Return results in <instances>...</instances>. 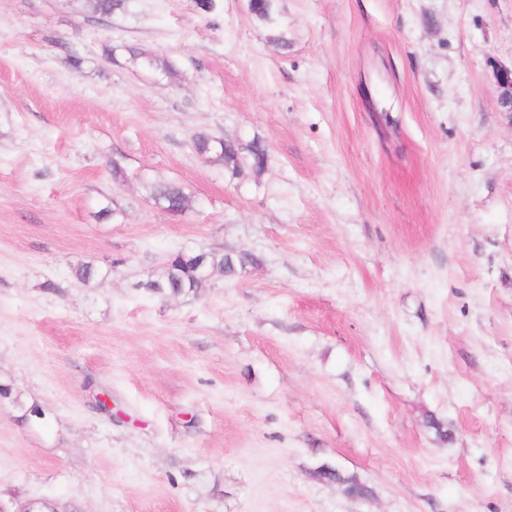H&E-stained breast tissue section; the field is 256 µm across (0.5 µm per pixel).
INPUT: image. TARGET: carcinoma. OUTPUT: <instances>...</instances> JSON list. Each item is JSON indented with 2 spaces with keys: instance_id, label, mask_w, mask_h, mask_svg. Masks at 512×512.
<instances>
[{
  "instance_id": "carcinoma-1",
  "label": "carcinoma",
  "mask_w": 512,
  "mask_h": 512,
  "mask_svg": "<svg viewBox=\"0 0 512 512\" xmlns=\"http://www.w3.org/2000/svg\"><path fill=\"white\" fill-rule=\"evenodd\" d=\"M89 10L98 19H108L123 15L130 9L131 0H86ZM252 17L269 26L277 24V7L270 0H253ZM129 60L138 70L147 74H161L171 81L179 76L176 64L170 59H160L158 55L143 48H123ZM196 155L205 162L218 165L235 176L243 163H248L260 173L266 165L267 149L264 143L254 139L248 143L238 140L199 133L192 140ZM148 189V199L157 202L163 209L172 213H181L188 206L190 197L184 189L173 182L153 181L142 178ZM249 262V257H232L220 250L208 252H177L169 256L163 266L162 274L143 283L150 293L172 296L188 295L198 292L208 281L232 273L233 268Z\"/></svg>"
}]
</instances>
